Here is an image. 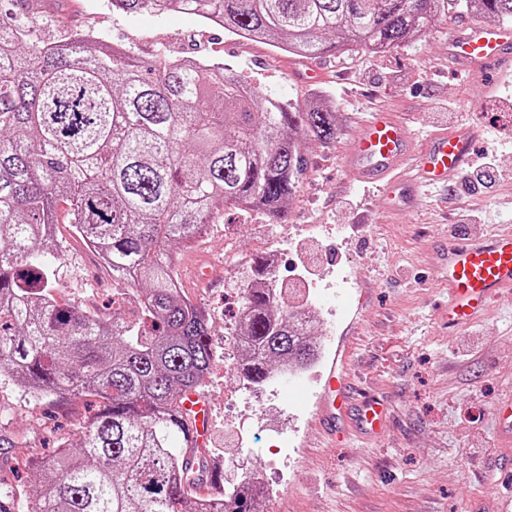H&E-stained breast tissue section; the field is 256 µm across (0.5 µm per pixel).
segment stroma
Segmentation results:
<instances>
[{
    "label": "stroma",
    "instance_id": "stroma-1",
    "mask_svg": "<svg viewBox=\"0 0 512 512\" xmlns=\"http://www.w3.org/2000/svg\"><path fill=\"white\" fill-rule=\"evenodd\" d=\"M16 6L32 18L40 43L92 34L147 66L161 58L211 61L295 106L322 98L338 116L335 140H307L308 168L281 219L225 209L204 236L178 250L175 268L184 295L208 315L220 356L253 259L276 250L275 273L285 279L305 248L322 303L315 314L333 320L354 383L386 405V433L328 443L313 418L319 385L250 387L219 360L201 388L212 407L210 460L233 456L231 470L241 476L266 469L269 512H512L500 506L501 496H512V468L494 413L512 397V289L458 332L439 320L448 291L433 283L435 257L453 237L486 238L512 226V71L485 89L448 63L449 32L473 15L439 17L426 37L381 53L310 61L186 14H124L110 0ZM313 64L324 79L300 81ZM380 111L403 121L418 143L472 126L474 154L491 158L499 185L471 189L466 169L419 207L388 211L378 189L344 168L353 131ZM360 215L370 223H357ZM228 238L244 261L229 275ZM58 239L54 297L102 319L116 310L137 318V302L123 296L70 225H59ZM88 414L86 399L38 400L0 373V434L18 438L27 454L53 455L58 439L76 438ZM26 456L0 454V512H27L36 495Z\"/></svg>",
    "mask_w": 512,
    "mask_h": 512
}]
</instances>
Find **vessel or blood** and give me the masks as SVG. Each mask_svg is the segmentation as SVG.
Returning a JSON list of instances; mask_svg holds the SVG:
<instances>
[{"mask_svg": "<svg viewBox=\"0 0 512 512\" xmlns=\"http://www.w3.org/2000/svg\"><path fill=\"white\" fill-rule=\"evenodd\" d=\"M512 59V27L464 26L448 37V60L467 74ZM354 147L344 166L363 183L387 187L390 206H418L422 189L447 186L469 163L475 148L472 129L460 126L429 136L415 144L404 123L394 115L379 112L366 121L353 137ZM439 281L448 290L444 315L453 328L469 327L489 307L494 296L512 288V228L487 238L451 242L438 261ZM190 416L194 438H206L210 412L197 393H188L183 404ZM353 417L354 427L364 434L380 436L386 424L383 404L362 397L351 403V382L345 370L330 368L322 385V405L315 413L317 424L328 438L336 436L337 420Z\"/></svg>", "mask_w": 512, "mask_h": 512, "instance_id": "vessel-or-blood-1", "label": "vessel or blood"}]
</instances>
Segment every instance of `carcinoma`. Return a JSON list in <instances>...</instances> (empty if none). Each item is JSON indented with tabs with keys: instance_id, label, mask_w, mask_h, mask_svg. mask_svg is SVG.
<instances>
[{
	"instance_id": "1",
	"label": "carcinoma",
	"mask_w": 512,
	"mask_h": 512,
	"mask_svg": "<svg viewBox=\"0 0 512 512\" xmlns=\"http://www.w3.org/2000/svg\"><path fill=\"white\" fill-rule=\"evenodd\" d=\"M512 20V0H112L126 13L180 12L297 58L384 52L427 33L451 6ZM0 13V373L32 396L88 398L74 445L30 456V512H258L260 491L224 493L187 435L181 405L215 363L209 319L183 294L174 248L226 207L281 217L307 170L301 142L336 138V112L301 110L189 59L146 70L89 38L46 50ZM66 222L139 297L136 321L100 319L51 294ZM250 288L244 375L263 384L317 349Z\"/></svg>"
}]
</instances>
